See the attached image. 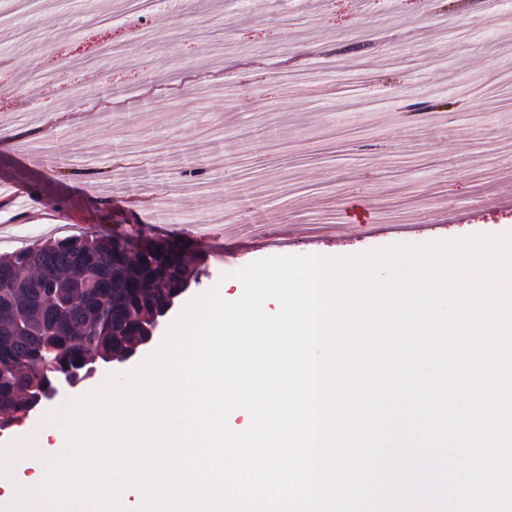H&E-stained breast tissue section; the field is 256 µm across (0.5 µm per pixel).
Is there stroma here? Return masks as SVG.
Here are the masks:
<instances>
[{"instance_id":"35a3bbf8","label":"stroma","mask_w":512,"mask_h":512,"mask_svg":"<svg viewBox=\"0 0 512 512\" xmlns=\"http://www.w3.org/2000/svg\"><path fill=\"white\" fill-rule=\"evenodd\" d=\"M143 24L132 44L120 0H0V114L41 112L0 124V252L149 237L159 206L204 271L188 302L266 257L512 229V0H156Z\"/></svg>"}]
</instances>
